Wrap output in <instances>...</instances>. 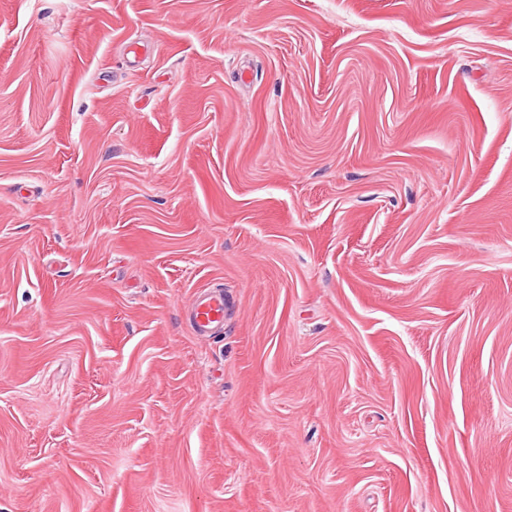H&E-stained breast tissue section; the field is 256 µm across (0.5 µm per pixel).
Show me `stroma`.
<instances>
[{
	"label": "stroma",
	"mask_w": 512,
	"mask_h": 512,
	"mask_svg": "<svg viewBox=\"0 0 512 512\" xmlns=\"http://www.w3.org/2000/svg\"><path fill=\"white\" fill-rule=\"evenodd\" d=\"M0 512H512V0H0ZM191 309L190 321L197 334L210 336L224 328L228 306L224 300V291L221 289L200 293Z\"/></svg>",
	"instance_id": "stroma-1"
}]
</instances>
